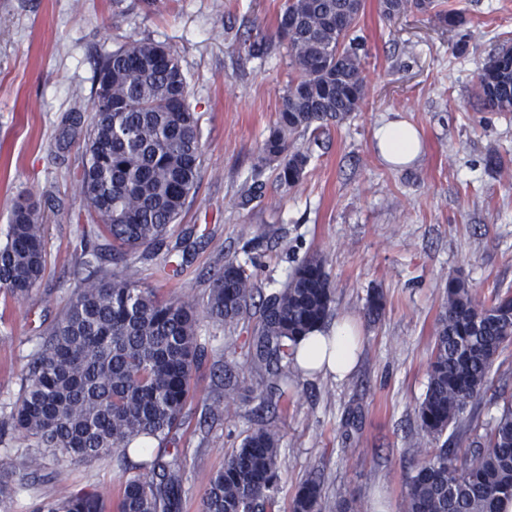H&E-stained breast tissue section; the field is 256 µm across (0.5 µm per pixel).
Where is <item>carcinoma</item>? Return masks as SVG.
Returning <instances> with one entry per match:
<instances>
[{"label": "carcinoma", "instance_id": "carcinoma-1", "mask_svg": "<svg viewBox=\"0 0 512 512\" xmlns=\"http://www.w3.org/2000/svg\"><path fill=\"white\" fill-rule=\"evenodd\" d=\"M364 9L365 0H285L277 17L290 73L260 160L277 162V179L287 191L300 184L309 163L290 137L341 122L365 99L368 51L356 35ZM378 9L387 20L415 11L440 27L464 23L462 12L442 8L439 0H378ZM471 91L483 111L512 112V44L488 56ZM188 97L179 59L162 44L131 36L96 65L78 180L85 206L112 239L113 259L123 268L107 273L101 249L81 237L75 287L62 314L38 337L9 413L34 452L20 468L0 470V512H13L9 478L33 488V475L48 457L59 464L116 462L126 474L116 512H179L180 458L146 443L164 442L182 425L205 355L200 317L232 325L253 296L250 275L233 259L214 275L202 303L191 293L164 299L141 287L130 259L163 240L196 191L203 148ZM45 267L43 216L34 201L19 197L0 245V291L27 296ZM446 292L427 389L416 409L420 429L437 448L408 477L405 512H499L502 500L512 497V402L466 453L448 446L445 436L450 429L460 433L464 415L489 388L494 360L512 338V292L481 298L456 276L448 277ZM333 301L329 276L314 254L265 299L249 346L251 363L270 378L260 406L283 397L292 348L321 329ZM384 306L381 291L368 294L370 316L379 317ZM234 390L226 368L224 400L206 405L204 415L224 414ZM281 466L279 433L259 425L225 456L202 512H278ZM108 494L103 488L65 499L38 496L32 512H101ZM291 512H322L320 482L299 487Z\"/></svg>", "mask_w": 512, "mask_h": 512}]
</instances>
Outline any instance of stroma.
Wrapping results in <instances>:
<instances>
[{"label":"stroma","mask_w":512,"mask_h":512,"mask_svg":"<svg viewBox=\"0 0 512 512\" xmlns=\"http://www.w3.org/2000/svg\"><path fill=\"white\" fill-rule=\"evenodd\" d=\"M444 2L463 10L464 24L442 28L416 12L386 20L378 0H367L358 26L369 51L365 100L342 122L293 136L310 161L287 191L275 163L259 161L288 82L276 38L284 0H0V240L11 200L30 195L41 205L47 250L29 297L0 291V423L18 397L40 321L60 314L74 286L76 245L90 221L73 179L86 128L65 134V120L89 110L97 61L134 35L178 54L204 151L192 201L151 257L136 260L141 282L165 298L186 290L202 298L211 276L235 259L254 288L237 325H199L207 355L175 441L180 512H200L212 474L253 430L263 378L247 352L261 302L313 254L335 289L327 325L350 322L360 347L341 380L289 366L286 395L265 414L281 436L279 510L290 512L301 484L317 479L327 512L340 503L404 512L406 475L432 446L416 408L448 277L462 276L481 297L512 290V113L483 111L471 96L477 70L512 42V0ZM256 39L269 43L267 56L247 53ZM395 117L421 137L418 160L404 168L375 147L376 128ZM492 152L502 169L486 167ZM258 164L263 193L249 200ZM374 288L386 297L376 319L365 313ZM227 341L237 346L239 389L230 412L206 422L203 402L217 394L215 364ZM492 377L478 404L483 423L512 398V341ZM46 469L35 494L53 498L115 490L124 479L109 461Z\"/></svg>","instance_id":"obj_1"}]
</instances>
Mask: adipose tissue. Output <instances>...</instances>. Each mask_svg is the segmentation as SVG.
<instances>
[{"mask_svg": "<svg viewBox=\"0 0 512 512\" xmlns=\"http://www.w3.org/2000/svg\"><path fill=\"white\" fill-rule=\"evenodd\" d=\"M382 157L397 166L415 162L421 152L417 129L402 120L382 124L375 133ZM359 341L347 323L332 327L329 334L315 332L302 337L295 349L296 366L308 372H320L344 379L357 362Z\"/></svg>", "mask_w": 512, "mask_h": 512, "instance_id": "1", "label": "adipose tissue"}]
</instances>
